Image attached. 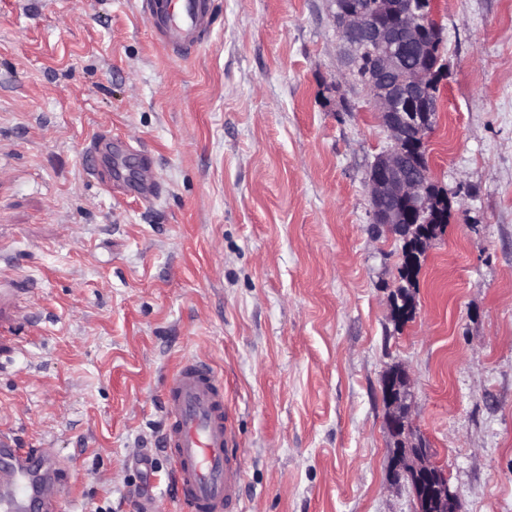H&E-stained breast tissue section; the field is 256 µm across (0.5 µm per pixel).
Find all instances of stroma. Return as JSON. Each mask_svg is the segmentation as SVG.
<instances>
[{
    "mask_svg": "<svg viewBox=\"0 0 512 512\" xmlns=\"http://www.w3.org/2000/svg\"><path fill=\"white\" fill-rule=\"evenodd\" d=\"M191 58L142 0H0V431L70 462L60 512H181L163 383L224 384L243 512H412L380 379L463 512H512V0H437L427 157L450 201L394 317L401 237L371 231L391 141L345 78L328 0H212ZM147 150L153 202L86 169ZM105 155L112 157V136H106L105 138L94 141L86 157L88 159L87 170L92 176L99 180L103 179V176L98 160Z\"/></svg>",
    "mask_w": 512,
    "mask_h": 512,
    "instance_id": "1",
    "label": "stroma"
}]
</instances>
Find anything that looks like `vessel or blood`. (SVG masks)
<instances>
[{
	"label": "vessel or blood",
	"instance_id": "b4317fda",
	"mask_svg": "<svg viewBox=\"0 0 512 512\" xmlns=\"http://www.w3.org/2000/svg\"><path fill=\"white\" fill-rule=\"evenodd\" d=\"M142 10L165 49L181 57L206 42L215 24L210 0H142ZM111 152V138L91 144L92 176L101 177L98 161ZM135 182L143 200L156 199L158 180L150 163L138 165ZM163 411V446L182 512H238L242 460L215 370L202 360L183 363L165 383ZM65 472L51 449L23 448L14 435L0 432V512H58Z\"/></svg>",
	"mask_w": 512,
	"mask_h": 512
}]
</instances>
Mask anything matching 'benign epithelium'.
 <instances>
[{
	"label": "benign epithelium",
	"mask_w": 512,
	"mask_h": 512,
	"mask_svg": "<svg viewBox=\"0 0 512 512\" xmlns=\"http://www.w3.org/2000/svg\"><path fill=\"white\" fill-rule=\"evenodd\" d=\"M334 5L332 19L344 36L343 52L353 59L346 65V76L361 66L356 51L364 48L371 64L362 85L391 140L368 174L372 223L408 237L414 219L429 215L431 206L428 170L409 161V150L425 153L437 121L436 88L442 81V65L428 67L431 57L442 58L435 0H371L366 7L352 0H334ZM408 51L418 63L404 69L401 59ZM381 384L387 405L385 428L393 445L389 449L391 484L410 488L414 512H462L446 471L432 460V448L410 419L406 370L396 364L388 367Z\"/></svg>",
	"instance_id": "obj_1"
}]
</instances>
